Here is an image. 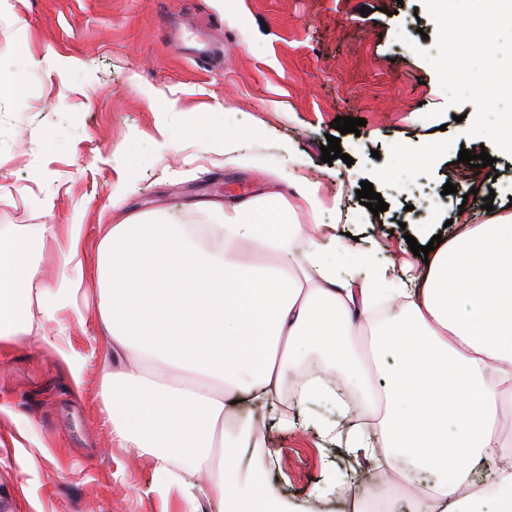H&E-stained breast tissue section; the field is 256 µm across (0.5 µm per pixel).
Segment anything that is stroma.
<instances>
[{
	"label": "stroma",
	"instance_id": "stroma-1",
	"mask_svg": "<svg viewBox=\"0 0 512 512\" xmlns=\"http://www.w3.org/2000/svg\"><path fill=\"white\" fill-rule=\"evenodd\" d=\"M405 41H398L397 33ZM437 27L423 0H8L0 9V66L16 92L0 96V227L79 224L94 260L110 216L112 184L135 164L128 206L178 224H200L193 202L243 198L266 180L225 164L209 149L222 123L274 152L293 140L298 179L341 196L349 220L339 234L373 236L380 258L405 259L398 217L415 224L459 210L483 217L466 185L486 181L494 209L512 208V156L493 143L492 165L459 162L474 116L449 104L417 48ZM176 111H168V104ZM365 119L340 136L343 158L321 161L336 117ZM172 126L170 145L157 128ZM439 139L449 150L408 173L391 153L397 136ZM130 147L132 157L118 154ZM392 169L375 192L386 211L371 216L356 196L377 163ZM457 191L443 194L446 182ZM56 346H0V504L7 512H185L177 495L155 491L149 457L121 447L99 411L101 359L94 309L66 310L46 323ZM86 359L74 385L61 353ZM25 433L30 464L10 438ZM276 453L270 486L301 499L328 459L314 430L265 434Z\"/></svg>",
	"mask_w": 512,
	"mask_h": 512
}]
</instances>
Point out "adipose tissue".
<instances>
[{
  "label": "adipose tissue",
  "mask_w": 512,
  "mask_h": 512,
  "mask_svg": "<svg viewBox=\"0 0 512 512\" xmlns=\"http://www.w3.org/2000/svg\"><path fill=\"white\" fill-rule=\"evenodd\" d=\"M212 146L267 182L251 197L207 205L208 223L129 211V177L112 186L94 275L108 347L100 410L113 436L152 457L158 489L178 493L187 512H198L202 498L219 512H300L262 470L238 463L244 449L261 447L268 418L284 432L305 426L344 440L352 467L328 466L310 497L383 464L404 485L431 474L433 491L412 512H512V451L501 448L500 425L512 408V211L464 219L435 246V225H414L416 241L430 248L421 266L374 263L365 249L358 256L367 269L340 266L331 253L341 244L320 222L340 202L319 184L291 180L294 143L281 144L273 160L228 128ZM82 233L66 225L75 276L49 288L29 255L55 238L53 226L0 228L1 345L49 343L45 323L84 299ZM312 358L357 382L372 433L340 435L318 413L347 406L317 377L299 380L301 419L283 415L288 372ZM377 372L388 378L380 390ZM241 397L258 418L234 417ZM452 448L463 451L453 464ZM480 462L491 473L482 485L474 482Z\"/></svg>",
  "instance_id": "ef3b65f1"
}]
</instances>
